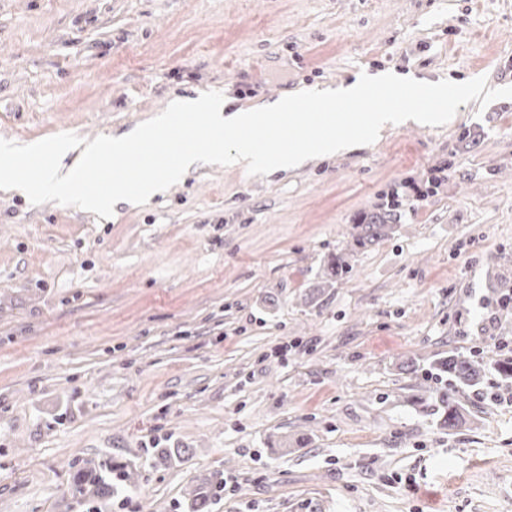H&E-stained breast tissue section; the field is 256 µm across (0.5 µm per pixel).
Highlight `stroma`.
Wrapping results in <instances>:
<instances>
[{
    "label": "stroma",
    "mask_w": 512,
    "mask_h": 512,
    "mask_svg": "<svg viewBox=\"0 0 512 512\" xmlns=\"http://www.w3.org/2000/svg\"><path fill=\"white\" fill-rule=\"evenodd\" d=\"M380 70L447 81L454 120L293 171L204 165L109 213L0 183V512H88L67 487L105 456L136 486L97 512H187L227 479L212 512H512V406L466 388L443 429L427 374L512 334L485 307L512 255V0H0V141ZM395 212L396 206L372 212L363 217L357 224L360 231L356 236V243L361 247L375 244L386 235L387 229L395 224ZM226 485L227 481H224V484L216 483L207 488L193 489L189 493V501L186 503V507L189 509L188 512H209L213 500L220 494L222 487L225 489Z\"/></svg>",
    "instance_id": "1"
}]
</instances>
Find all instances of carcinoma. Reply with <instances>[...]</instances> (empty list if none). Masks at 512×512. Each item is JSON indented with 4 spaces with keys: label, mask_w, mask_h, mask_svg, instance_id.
Returning <instances> with one entry per match:
<instances>
[{
    "label": "carcinoma",
    "mask_w": 512,
    "mask_h": 512,
    "mask_svg": "<svg viewBox=\"0 0 512 512\" xmlns=\"http://www.w3.org/2000/svg\"><path fill=\"white\" fill-rule=\"evenodd\" d=\"M395 212L396 208L388 207L363 217L357 224L360 231L356 243L361 247L375 244L395 223ZM491 371L505 380H512V359L497 357L484 360L461 353H450L431 366L430 372L435 379H445L448 382V390L436 396L440 427L450 430L462 423L463 413L455 406L452 398L455 386L475 388L484 382L487 373ZM133 485V467L106 458L93 466L78 469L69 492L74 496L93 500L125 492ZM221 488L222 484L216 483L207 488L199 487L193 490L186 503L189 512H209Z\"/></svg>",
    "instance_id": "obj_1"
}]
</instances>
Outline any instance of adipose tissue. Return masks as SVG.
<instances>
[{"label":"adipose tissue","instance_id":"1","mask_svg":"<svg viewBox=\"0 0 512 512\" xmlns=\"http://www.w3.org/2000/svg\"><path fill=\"white\" fill-rule=\"evenodd\" d=\"M403 86L417 96L430 100V107L394 112L380 109L349 118L347 133L328 136L316 141L307 137L308 132L323 127L328 113L336 102L353 100L374 88ZM320 104L319 111H302L297 94L278 98L249 108H233L230 100L177 96L169 103L168 113L157 115L130 132L106 135L92 141L77 142L58 138L53 144L54 162L47 169L31 173L26 169L28 160L36 155L40 144L31 142L18 145L0 143V160L8 164L14 189L27 195L43 192L54 194L65 202H73L89 211L107 210L117 203L151 198L162 194L166 187L186 176L200 161L192 144L184 141L178 130L192 124L196 137L211 143L209 161L214 165L236 167L256 173L266 170L287 171L298 167L306 158L309 148H316L324 156H333L352 150L366 143L387 128L407 123L419 125L447 121L444 107L448 99V84L444 81L429 82L410 73L380 71L370 76H357L347 84L315 90ZM292 111L297 125L287 141L264 144L251 135L258 123L276 125L282 112ZM233 132L232 143H225L224 132ZM163 144L171 157L160 176L153 180H132L137 158L131 151L132 144ZM112 162L117 174L110 192L95 188L80 189V182Z\"/></svg>","mask_w":512,"mask_h":512}]
</instances>
